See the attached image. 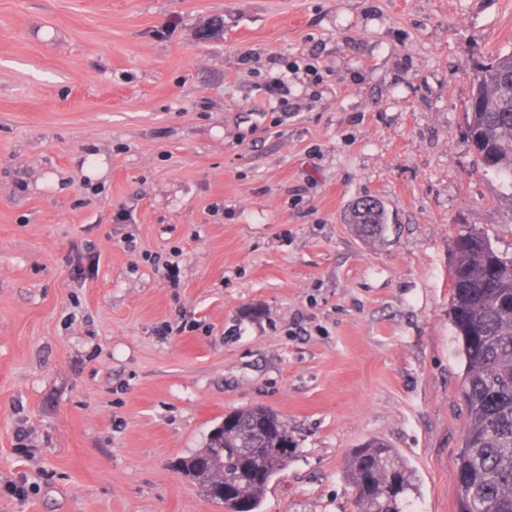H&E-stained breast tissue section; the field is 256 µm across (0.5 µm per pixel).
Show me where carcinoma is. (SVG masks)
I'll return each mask as SVG.
<instances>
[{"mask_svg":"<svg viewBox=\"0 0 512 512\" xmlns=\"http://www.w3.org/2000/svg\"><path fill=\"white\" fill-rule=\"evenodd\" d=\"M466 126L483 171L511 191L512 53L476 74ZM385 221L379 200L353 204L351 223L361 234H380ZM454 250L450 321L464 362L461 396L468 414L454 464L458 512H512V256L469 228L456 236ZM296 452L288 422L254 404L225 414L224 426L180 469L225 512H259L269 483ZM345 474L357 512H409L413 474L385 443L353 450Z\"/></svg>","mask_w":512,"mask_h":512,"instance_id":"cac0c4a2","label":"carcinoma"}]
</instances>
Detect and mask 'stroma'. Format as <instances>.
<instances>
[{
  "mask_svg": "<svg viewBox=\"0 0 512 512\" xmlns=\"http://www.w3.org/2000/svg\"><path fill=\"white\" fill-rule=\"evenodd\" d=\"M509 52L512 0H0V512H224L177 462L255 403L298 443L261 512H354L375 439L457 512L454 238L512 254L465 113ZM362 198L352 207L351 223L356 224L358 231L368 237L380 234L386 223L385 208L376 198ZM369 200H372L370 203Z\"/></svg>",
  "mask_w": 512,
  "mask_h": 512,
  "instance_id": "1",
  "label": "stroma"
}]
</instances>
